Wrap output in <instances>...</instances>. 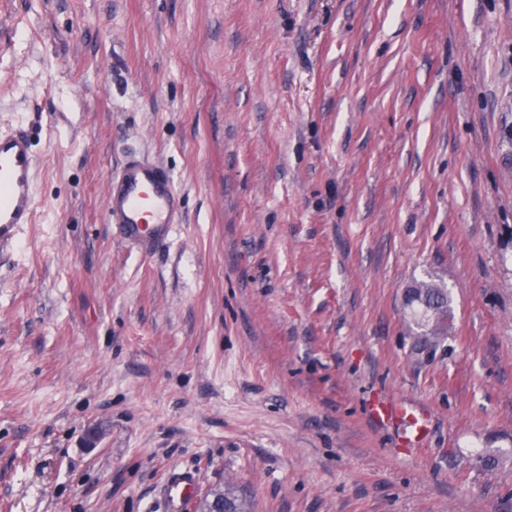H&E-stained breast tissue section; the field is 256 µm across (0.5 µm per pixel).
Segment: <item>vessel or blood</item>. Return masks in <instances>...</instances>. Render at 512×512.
Listing matches in <instances>:
<instances>
[{"mask_svg": "<svg viewBox=\"0 0 512 512\" xmlns=\"http://www.w3.org/2000/svg\"><path fill=\"white\" fill-rule=\"evenodd\" d=\"M36 158L25 130L0 131V244L14 238L19 225L31 223L36 204ZM107 223L125 242L144 253L168 243L181 222L180 197L170 170L140 153L127 154L105 193ZM373 420L392 425L405 445L418 446L429 431L430 415L419 405L380 400ZM194 472L173 474L164 495L169 512H183L195 494Z\"/></svg>", "mask_w": 512, "mask_h": 512, "instance_id": "vessel-or-blood-1", "label": "vessel or blood"}]
</instances>
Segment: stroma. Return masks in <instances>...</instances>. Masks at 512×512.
Listing matches in <instances>:
<instances>
[{"label": "stroma", "mask_w": 512, "mask_h": 512, "mask_svg": "<svg viewBox=\"0 0 512 512\" xmlns=\"http://www.w3.org/2000/svg\"><path fill=\"white\" fill-rule=\"evenodd\" d=\"M15 127L0 512H164L185 468L251 512H512V0H0ZM130 151L182 197L150 256L104 212ZM36 158L25 130L0 131V244L30 224L36 204ZM418 294L425 293L428 300L435 303L436 308L442 313L447 315L450 312V300L448 298L447 289L443 288L440 284L432 281H417L415 282ZM371 416L380 425L396 426L406 446H418L429 431L430 415L420 405L379 400L373 405Z\"/></svg>", "instance_id": "obj_1"}]
</instances>
